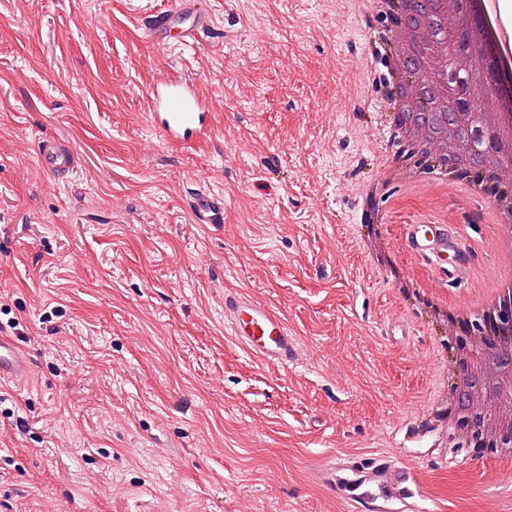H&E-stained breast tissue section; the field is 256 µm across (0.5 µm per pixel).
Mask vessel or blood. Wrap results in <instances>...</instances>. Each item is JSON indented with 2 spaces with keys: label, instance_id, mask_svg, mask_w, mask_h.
I'll return each instance as SVG.
<instances>
[{
  "label": "vessel or blood",
  "instance_id": "1",
  "mask_svg": "<svg viewBox=\"0 0 512 512\" xmlns=\"http://www.w3.org/2000/svg\"><path fill=\"white\" fill-rule=\"evenodd\" d=\"M144 35L162 47H174L195 39L210 28V18L200 0H178L175 7L152 14L140 23ZM208 103L193 81L177 73L164 75L156 84L149 104L148 118L170 142L203 139L211 132ZM38 160L50 175L63 178L73 172L77 157L68 143L42 140ZM197 223L220 224L224 221L221 195L197 191L191 201ZM411 257L441 266L447 255L458 259L450 275H470L474 256L457 226L435 224L416 218L404 226ZM224 324L233 340L261 364L288 367L298 349L297 338L279 311L252 300L237 290L224 292ZM28 375V359L8 336L0 335V380H22ZM316 480L339 495L348 512H392L393 503L416 499L420 491L407 466L385 456H345L319 464Z\"/></svg>",
  "mask_w": 512,
  "mask_h": 512
}]
</instances>
